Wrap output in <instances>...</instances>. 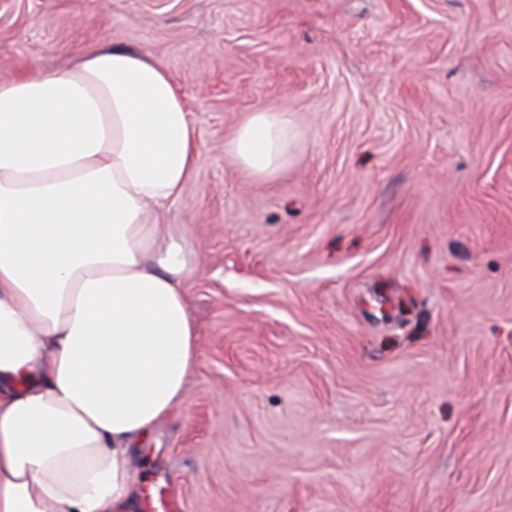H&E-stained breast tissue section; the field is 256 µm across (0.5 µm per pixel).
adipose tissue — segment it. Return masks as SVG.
<instances>
[{
  "label": "adipose tissue",
  "mask_w": 512,
  "mask_h": 512,
  "mask_svg": "<svg viewBox=\"0 0 512 512\" xmlns=\"http://www.w3.org/2000/svg\"><path fill=\"white\" fill-rule=\"evenodd\" d=\"M296 137L259 110L225 148L263 179ZM195 153L150 54L105 44L0 82V512H131L133 450L197 367L194 250L163 221Z\"/></svg>",
  "instance_id": "obj_1"
}]
</instances>
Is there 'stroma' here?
<instances>
[{"label": "stroma", "mask_w": 512, "mask_h": 512, "mask_svg": "<svg viewBox=\"0 0 512 512\" xmlns=\"http://www.w3.org/2000/svg\"><path fill=\"white\" fill-rule=\"evenodd\" d=\"M197 130L181 512H512V0H0V81L104 42ZM288 113V165L225 151Z\"/></svg>", "instance_id": "stroma-1"}]
</instances>
